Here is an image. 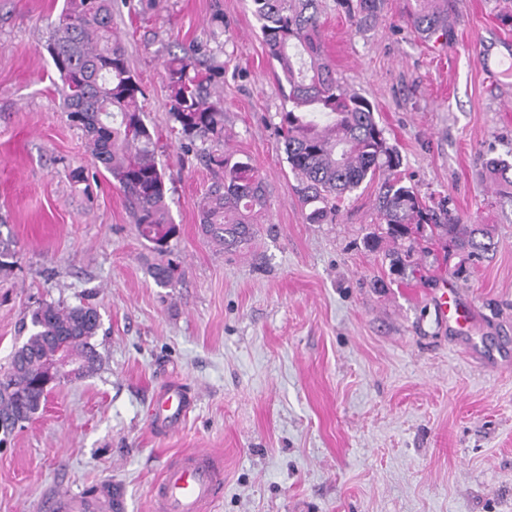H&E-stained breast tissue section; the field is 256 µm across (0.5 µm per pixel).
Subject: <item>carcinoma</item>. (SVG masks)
<instances>
[{
    "label": "carcinoma",
    "mask_w": 512,
    "mask_h": 512,
    "mask_svg": "<svg viewBox=\"0 0 512 512\" xmlns=\"http://www.w3.org/2000/svg\"><path fill=\"white\" fill-rule=\"evenodd\" d=\"M348 17L366 25L383 0H338ZM255 15L270 56L288 84L290 109L281 113L279 134L291 171L300 181L304 203L312 206L308 219L324 224L336 215V201L373 179L377 170L393 171L398 156L387 146L372 105L349 93L336 77L324 54L318 31L319 0H253ZM409 23L424 38L448 37V0H426L409 16ZM59 75L63 112L69 125L81 132L95 161L119 185L131 209L139 235L163 255L178 228L168 218L165 173L156 157L155 132L143 118L139 97L143 90L132 73L124 47L113 38L112 0H65L46 45ZM169 112L181 136L218 138L224 132V109L209 88L222 68L198 69L193 54L171 55L164 63ZM320 112L328 117L321 125ZM224 167V179L211 186L200 207L201 234L221 247H237L254 235V218L267 205L263 179L248 162ZM495 180L512 188V160L489 161ZM379 206L387 234L408 239L424 227L438 236L454 237L455 218L448 199L433 205L423 202L396 178L385 181ZM459 247L469 255L494 248L493 239L475 229ZM16 252L0 239V271L16 265ZM149 274L160 287L177 282L172 260L153 263ZM100 314L90 304L47 303L31 312L27 339L12 354L0 373V427H11L15 417L32 419L47 401L42 374L57 352L74 358L91 355L92 375L100 356L92 343Z\"/></svg>",
    "instance_id": "cac0c4a2"
}]
</instances>
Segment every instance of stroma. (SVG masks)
Wrapping results in <instances>:
<instances>
[{
    "label": "stroma",
    "mask_w": 512,
    "mask_h": 512,
    "mask_svg": "<svg viewBox=\"0 0 512 512\" xmlns=\"http://www.w3.org/2000/svg\"><path fill=\"white\" fill-rule=\"evenodd\" d=\"M64 0H0V371L41 304L95 306L93 375L56 386L0 444V512H55L60 497L118 485L124 512H154L150 488L180 452L224 459L212 512H512V195L486 161L512 155V78L492 84L481 41L512 37V0H448L447 38L407 25L416 0H384L366 26L320 0L319 33L343 85L367 99L422 200L447 198L459 237L393 240L378 207L388 171L313 224L279 136L288 108L252 0H115L112 33L144 96L166 177L175 286L123 193L70 127L45 49ZM223 67L211 85L224 135L173 131L163 62L180 46ZM247 162L269 199L237 249L209 244L199 205ZM84 169L86 184L65 172ZM472 307L457 332L438 316L442 283ZM195 393L169 435L150 426L168 381ZM478 235L481 237L479 238ZM493 239L482 229H475L467 239L459 242L460 249L467 250L469 255L485 253L494 248ZM177 268V264L169 259L166 262L151 264L148 272L156 285L169 287L178 280Z\"/></svg>",
    "instance_id": "1"
}]
</instances>
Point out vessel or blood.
I'll return each instance as SVG.
<instances>
[{"instance_id":"1","label":"vessel or blood","mask_w":512,"mask_h":512,"mask_svg":"<svg viewBox=\"0 0 512 512\" xmlns=\"http://www.w3.org/2000/svg\"><path fill=\"white\" fill-rule=\"evenodd\" d=\"M478 60L489 81L512 74V55H497L488 46H480ZM442 318L455 324L458 331L472 326L470 306L457 293L442 288L437 299ZM195 405L194 396L181 384L173 383L153 397L152 425L160 434L177 431ZM224 483L222 458L204 448L180 453L152 485L150 494L155 512H211Z\"/></svg>"}]
</instances>
